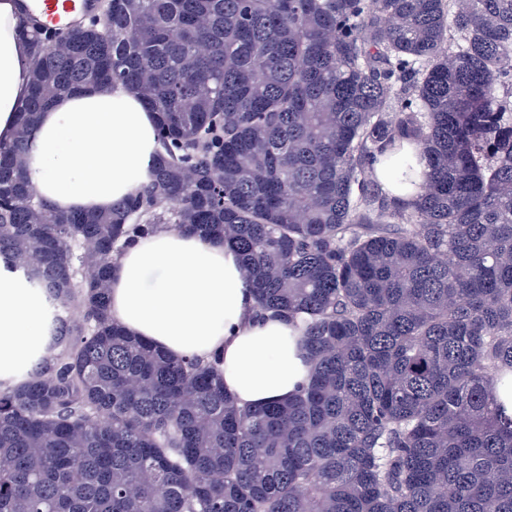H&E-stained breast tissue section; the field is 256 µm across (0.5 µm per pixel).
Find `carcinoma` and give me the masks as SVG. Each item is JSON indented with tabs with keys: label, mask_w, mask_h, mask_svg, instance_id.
Returning <instances> with one entry per match:
<instances>
[{
	"label": "carcinoma",
	"mask_w": 512,
	"mask_h": 512,
	"mask_svg": "<svg viewBox=\"0 0 512 512\" xmlns=\"http://www.w3.org/2000/svg\"><path fill=\"white\" fill-rule=\"evenodd\" d=\"M106 16L30 17L0 144V263L53 350L0 379V512H512V0ZM102 84L144 98L159 150L111 210L61 213L25 177L29 131ZM386 154L411 198L383 192ZM156 224L232 243L257 309L301 321L288 401L240 406L217 361L112 321L113 254Z\"/></svg>",
	"instance_id": "obj_1"
}]
</instances>
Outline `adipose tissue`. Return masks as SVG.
I'll use <instances>...</instances> for the list:
<instances>
[{
	"label": "adipose tissue",
	"mask_w": 512,
	"mask_h": 512,
	"mask_svg": "<svg viewBox=\"0 0 512 512\" xmlns=\"http://www.w3.org/2000/svg\"><path fill=\"white\" fill-rule=\"evenodd\" d=\"M29 0H0V143L13 137L28 90L24 36ZM26 177L62 212L107 211L143 184L157 150L155 115L137 92L99 85L59 95L31 129ZM231 244L157 227L116 255L113 321L177 357L222 359L238 405L288 400L308 365L295 322L257 314ZM37 295L0 273V375L46 351Z\"/></svg>",
	"instance_id": "obj_1"
}]
</instances>
